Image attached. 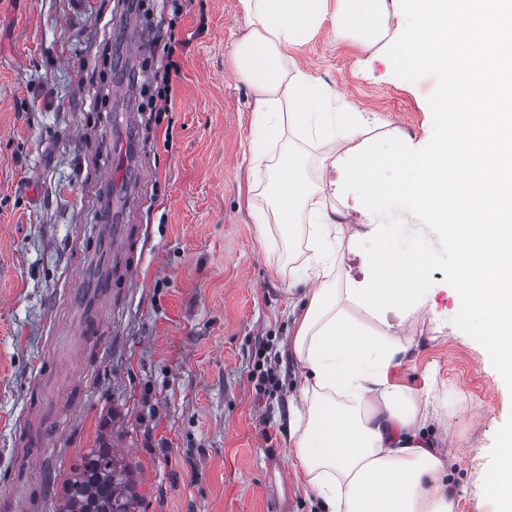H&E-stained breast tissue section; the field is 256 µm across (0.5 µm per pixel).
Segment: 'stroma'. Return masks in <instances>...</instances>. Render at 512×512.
<instances>
[{"instance_id":"stroma-1","label":"stroma","mask_w":512,"mask_h":512,"mask_svg":"<svg viewBox=\"0 0 512 512\" xmlns=\"http://www.w3.org/2000/svg\"><path fill=\"white\" fill-rule=\"evenodd\" d=\"M128 0H0V512H55L46 474L76 449L111 441L134 471L138 512H318L288 456V406L300 371L291 342L288 249L259 241L251 183L250 92L230 75L245 31L239 0H185L171 50L153 43ZM387 34L364 51L322 30L289 48L300 67L340 87L381 144L428 148L444 74L402 75L392 51L409 23L385 0ZM179 64L172 111L142 127L152 57ZM103 73L80 85L78 68ZM137 127L128 174L130 271L108 292L114 257L99 234L110 132ZM422 314L400 335L397 379L439 400L427 430L455 463L444 480L455 512H495L482 472L512 427V381L488 366L480 337L452 326L447 265ZM275 370L256 391L259 360ZM455 436L447 438L444 425Z\"/></svg>"}]
</instances>
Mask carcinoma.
<instances>
[{"instance_id":"obj_1","label":"carcinoma","mask_w":512,"mask_h":512,"mask_svg":"<svg viewBox=\"0 0 512 512\" xmlns=\"http://www.w3.org/2000/svg\"><path fill=\"white\" fill-rule=\"evenodd\" d=\"M137 501L132 471L104 442L77 456L57 512H136Z\"/></svg>"}]
</instances>
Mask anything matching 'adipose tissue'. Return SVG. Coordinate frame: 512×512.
<instances>
[{"label":"adipose tissue","mask_w":512,"mask_h":512,"mask_svg":"<svg viewBox=\"0 0 512 512\" xmlns=\"http://www.w3.org/2000/svg\"><path fill=\"white\" fill-rule=\"evenodd\" d=\"M411 18L395 46L400 73L422 68L452 74L449 36L474 48L481 66L489 35L512 52V0H404ZM245 32L235 46L234 74L253 95V167L271 162V208L253 207L259 239L271 226L308 227L307 255L292 267L303 289L293 353L302 367L288 411L289 453L322 512H455L441 479L436 444L427 441L430 392L396 382L408 347L400 320L420 313L433 288L431 270L443 254L450 268L455 323L483 340L491 367L512 380V85L487 82L441 93V119L429 151L382 149L363 127L334 109L343 93L304 72L290 47L331 23L361 49L381 37L382 0H239ZM320 148L318 174L275 156L285 135ZM397 172L396 179L383 175ZM348 197L377 219L370 233L351 229L337 200ZM417 216L438 245L407 236L400 214ZM363 251V282L343 278L345 254ZM484 493L512 512V430L501 437Z\"/></svg>","instance_id":"ef3b65f1"}]
</instances>
